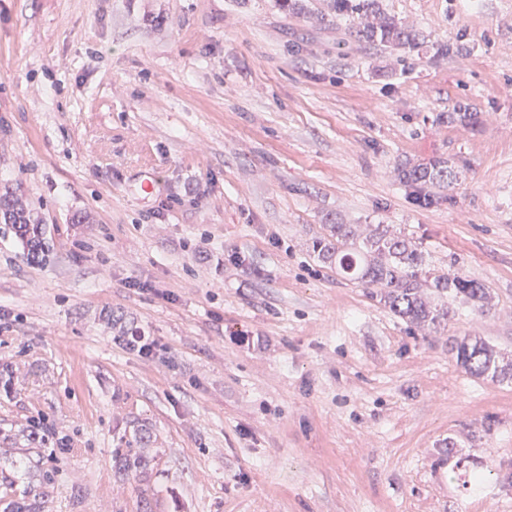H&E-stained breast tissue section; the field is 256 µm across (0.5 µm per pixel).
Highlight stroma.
<instances>
[{
  "label": "stroma",
  "instance_id": "1",
  "mask_svg": "<svg viewBox=\"0 0 512 512\" xmlns=\"http://www.w3.org/2000/svg\"><path fill=\"white\" fill-rule=\"evenodd\" d=\"M380 8L420 47L358 41L328 0H0V186L52 243L31 261L0 224V498L512 512V382L451 350L512 353V0ZM461 103L480 125L449 122ZM440 157L456 180L419 207L398 169ZM336 223L389 225L491 309L445 296L450 320L410 325L316 257ZM452 350L456 351L457 363L467 374L512 380V357L505 359L482 338L465 336Z\"/></svg>",
  "mask_w": 512,
  "mask_h": 512
}]
</instances>
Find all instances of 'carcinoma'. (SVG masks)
<instances>
[{
    "instance_id": "carcinoma-1",
    "label": "carcinoma",
    "mask_w": 512,
    "mask_h": 512,
    "mask_svg": "<svg viewBox=\"0 0 512 512\" xmlns=\"http://www.w3.org/2000/svg\"><path fill=\"white\" fill-rule=\"evenodd\" d=\"M332 9L338 18L364 16L379 11V0H332ZM356 35L366 43L403 54L420 45L418 34L402 28L389 17L381 18L376 26L357 30ZM466 51L467 45L456 40L437 44L435 54L453 58ZM399 176L417 189L418 201L425 206L437 203L439 196L434 189L446 188L454 181L452 168L441 159L425 165L405 166ZM0 223L10 226L31 260L37 262L45 256V226L31 218L29 211L8 190L0 191ZM313 248L321 261L336 268V274L378 289L385 306L423 330L450 318L448 307H433L426 300L429 289L441 296L461 298L481 311L490 306V292L482 283L458 272L430 273L421 248L408 237L391 232L385 224H370L362 233L351 224H327L325 234L315 240ZM453 350L457 363L467 374L512 380V357L500 355L482 338L465 336ZM0 512L38 510L34 507V496L24 491L5 503Z\"/></svg>"
}]
</instances>
